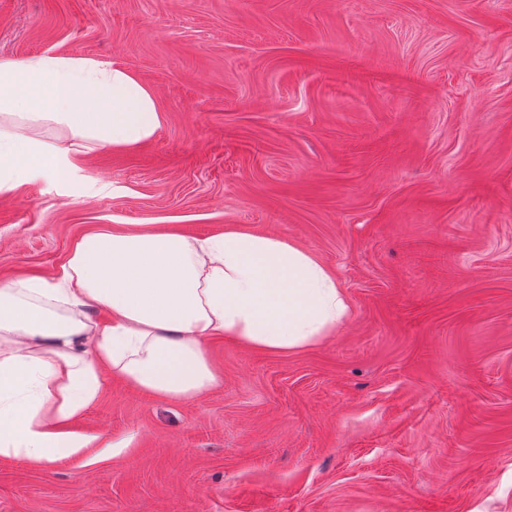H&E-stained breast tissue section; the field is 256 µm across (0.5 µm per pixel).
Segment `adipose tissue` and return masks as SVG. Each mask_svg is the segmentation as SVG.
<instances>
[{
    "label": "adipose tissue",
    "instance_id": "adipose-tissue-1",
    "mask_svg": "<svg viewBox=\"0 0 512 512\" xmlns=\"http://www.w3.org/2000/svg\"><path fill=\"white\" fill-rule=\"evenodd\" d=\"M161 125L154 91L111 60L0 58V193L38 179L71 187L82 180L77 156L134 147ZM99 310L108 321L93 319ZM350 313L335 276L280 237L233 224L192 239L85 235L55 279L0 283V456L78 455L89 439L68 425L96 404L106 374L185 402L222 382L211 340L288 353Z\"/></svg>",
    "mask_w": 512,
    "mask_h": 512
}]
</instances>
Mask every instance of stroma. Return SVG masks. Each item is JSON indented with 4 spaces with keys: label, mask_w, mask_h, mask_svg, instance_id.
Instances as JSON below:
<instances>
[{
    "label": "stroma",
    "mask_w": 512,
    "mask_h": 512,
    "mask_svg": "<svg viewBox=\"0 0 512 512\" xmlns=\"http://www.w3.org/2000/svg\"><path fill=\"white\" fill-rule=\"evenodd\" d=\"M48 49L128 67L163 123L78 158L95 196L0 194V282L104 227L235 224L352 316L296 352L212 341L191 401L107 377L80 455L0 456V512H512V0H0V57Z\"/></svg>",
    "instance_id": "obj_1"
}]
</instances>
